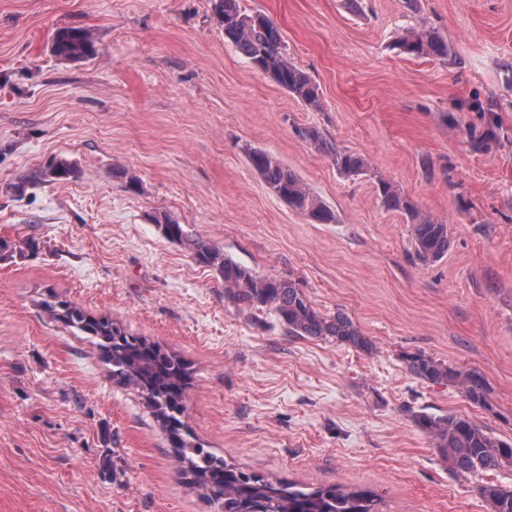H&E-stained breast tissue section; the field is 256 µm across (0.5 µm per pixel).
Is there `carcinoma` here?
I'll return each mask as SVG.
<instances>
[{
	"instance_id": "1",
	"label": "carcinoma",
	"mask_w": 512,
	"mask_h": 512,
	"mask_svg": "<svg viewBox=\"0 0 512 512\" xmlns=\"http://www.w3.org/2000/svg\"><path fill=\"white\" fill-rule=\"evenodd\" d=\"M212 10L221 19L224 41L238 49L258 71L296 96L307 108H320L317 86L309 75L297 68L285 53L279 28L264 14L248 15L239 0H212ZM399 53L411 57H446L448 43L426 30L406 31L395 44ZM52 53L64 60L86 61L97 55L93 33L82 27H62L55 31ZM297 134L316 150L331 156L336 170L346 176H361L370 171L367 159L350 149L339 148L316 127H300ZM248 161L269 189L295 210L321 224L336 220L294 172L270 153L252 148ZM79 170L66 159H51L32 172L30 181L78 178ZM381 206L401 212L411 223V236L417 258L434 262L448 253V225L422 212L390 183L378 180ZM170 241L186 245L203 264L215 268L224 279V288L239 311L249 316L256 310H273L288 335L309 339L334 340L368 352L369 337L344 312L325 315L315 309L299 284L286 279L262 276L226 257L209 242L191 237L171 216L155 219ZM72 326L100 340L107 351L112 374L144 396L156 420L173 433L175 458L184 464L191 484L217 512H380L377 495L370 489L336 483L311 490L293 484L273 483L264 476L247 472L199 442L179 436L183 426L185 395L191 385L189 367L176 354L169 353L146 339L134 336L106 316L98 318L63 302L51 305ZM405 363L410 374L431 384L452 386L472 404L492 410L485 377L476 371L463 373L422 353H408ZM418 426L430 434L438 452L456 475H486L512 467V442L504 441L483 425L462 415H433L419 412ZM478 495L492 512H512V489L492 481L477 485Z\"/></svg>"
}]
</instances>
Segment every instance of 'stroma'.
<instances>
[{
    "instance_id": "obj_1",
    "label": "stroma",
    "mask_w": 512,
    "mask_h": 512,
    "mask_svg": "<svg viewBox=\"0 0 512 512\" xmlns=\"http://www.w3.org/2000/svg\"><path fill=\"white\" fill-rule=\"evenodd\" d=\"M281 30L318 87L307 109L224 41L211 0H0V512H214L168 434L118 383L95 338L50 298L106 315L181 356L196 441L270 480L375 491L382 512H491L419 412L465 415L512 441V0H241ZM97 58L55 57L61 27ZM444 58L398 54L407 28ZM366 156L340 175L295 133ZM276 155L335 214L277 197L247 151ZM77 179L27 183L51 158ZM139 177L126 189L116 175ZM446 222L439 261L385 210L378 180ZM346 312L363 352L245 318L218 271L154 222ZM421 352L487 381L491 410L410 375Z\"/></svg>"
}]
</instances>
